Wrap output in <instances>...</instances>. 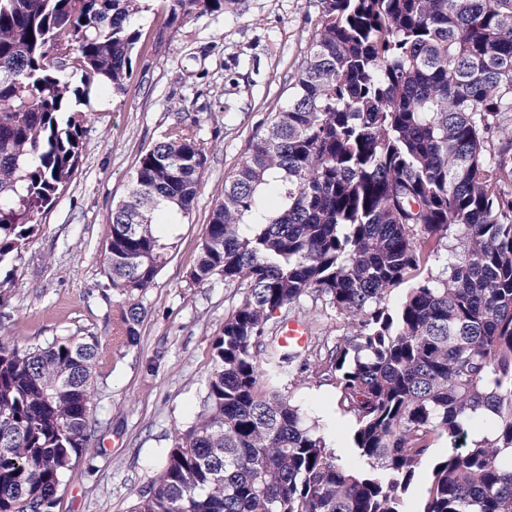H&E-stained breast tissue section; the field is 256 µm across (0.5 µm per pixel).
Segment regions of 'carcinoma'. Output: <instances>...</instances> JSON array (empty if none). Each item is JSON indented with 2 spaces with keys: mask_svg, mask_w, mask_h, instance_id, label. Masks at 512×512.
Here are the masks:
<instances>
[{
  "mask_svg": "<svg viewBox=\"0 0 512 512\" xmlns=\"http://www.w3.org/2000/svg\"><path fill=\"white\" fill-rule=\"evenodd\" d=\"M160 2L174 25L235 0ZM320 4L288 103L224 181L187 272L242 299L201 411L132 512H512V131L493 140L512 112V0ZM146 10L0 0V263L74 179L91 91L126 90ZM196 125L180 119L144 151L112 209L106 264L128 299L155 285L195 206ZM311 295L348 329L328 369L357 466L283 392L296 355L268 338L273 314ZM142 314L119 307V346ZM111 363L93 336L0 342V512H52L98 431L93 372Z\"/></svg>",
  "mask_w": 512,
  "mask_h": 512,
  "instance_id": "carcinoma-1",
  "label": "carcinoma"
}]
</instances>
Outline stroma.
I'll return each instance as SVG.
<instances>
[{"label": "stroma", "mask_w": 512, "mask_h": 512, "mask_svg": "<svg viewBox=\"0 0 512 512\" xmlns=\"http://www.w3.org/2000/svg\"><path fill=\"white\" fill-rule=\"evenodd\" d=\"M320 16V0H238L220 15L168 28L158 9L143 12L142 47L132 56L125 94L96 92L79 170L43 219L21 259L0 266V339L21 347L56 337L112 336L116 307L105 262L113 207L130 188L140 154L179 119H197L209 148L195 208L173 236L156 283L138 299L139 341L111 371L94 376L95 415L103 425L68 471L56 512H130L201 407L214 369L212 344L241 295L222 278H186L224 180L242 160L270 112L288 101ZM312 324L288 379V394L319 424L343 458L352 455L355 421L337 403L325 356L346 334L331 309L304 300L275 312L281 325Z\"/></svg>", "instance_id": "stroma-1"}]
</instances>
